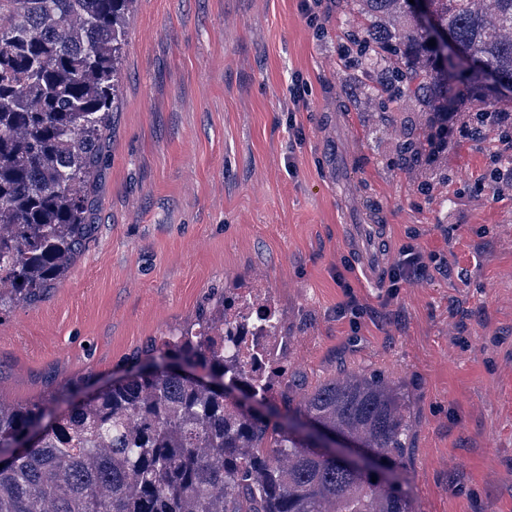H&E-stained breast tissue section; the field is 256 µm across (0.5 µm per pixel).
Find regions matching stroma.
Returning a JSON list of instances; mask_svg holds the SVG:
<instances>
[{
    "label": "stroma",
    "mask_w": 512,
    "mask_h": 512,
    "mask_svg": "<svg viewBox=\"0 0 512 512\" xmlns=\"http://www.w3.org/2000/svg\"><path fill=\"white\" fill-rule=\"evenodd\" d=\"M301 2L134 0L92 230L60 282L0 315V399L102 385L212 294L258 288L297 386H402L414 512H512V189L457 133L434 168L400 169L423 116L368 101L344 0ZM406 245L447 269L393 295L357 249Z\"/></svg>",
    "instance_id": "35a3bbf8"
}]
</instances>
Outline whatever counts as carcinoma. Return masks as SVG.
Masks as SVG:
<instances>
[{"instance_id": "obj_1", "label": "carcinoma", "mask_w": 512, "mask_h": 512, "mask_svg": "<svg viewBox=\"0 0 512 512\" xmlns=\"http://www.w3.org/2000/svg\"><path fill=\"white\" fill-rule=\"evenodd\" d=\"M132 2L0 0V313L60 281L88 236L87 193ZM427 6L432 27L408 0H346L362 63L377 76L372 91L426 116L473 101L463 136L489 126L512 141L487 89L494 73L512 77V0ZM440 31L463 57L430 45ZM420 154L405 134L398 165L413 171ZM242 298L213 296L194 326L168 333L91 396L80 386L0 401V512H412V421L400 386L361 370L279 393L281 414L246 407L243 398H266L224 333ZM66 400L68 410H54ZM293 418L354 438L382 466L357 474L315 454Z\"/></svg>"}]
</instances>
